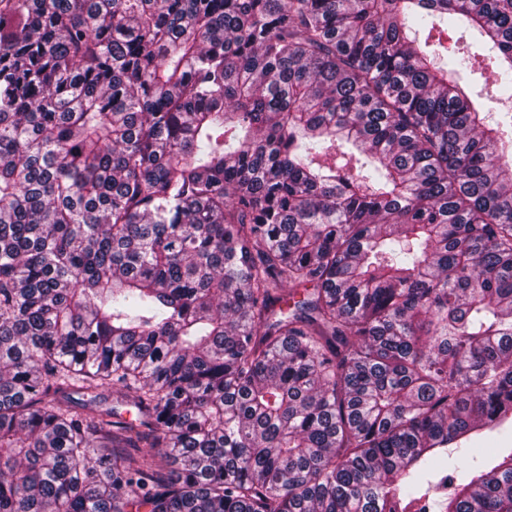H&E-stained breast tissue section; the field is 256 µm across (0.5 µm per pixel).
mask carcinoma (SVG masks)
Listing matches in <instances>:
<instances>
[{"label":"carcinoma","instance_id":"cac0c4a2","mask_svg":"<svg viewBox=\"0 0 512 512\" xmlns=\"http://www.w3.org/2000/svg\"><path fill=\"white\" fill-rule=\"evenodd\" d=\"M506 425L512 0H0V512H512Z\"/></svg>","mask_w":512,"mask_h":512}]
</instances>
